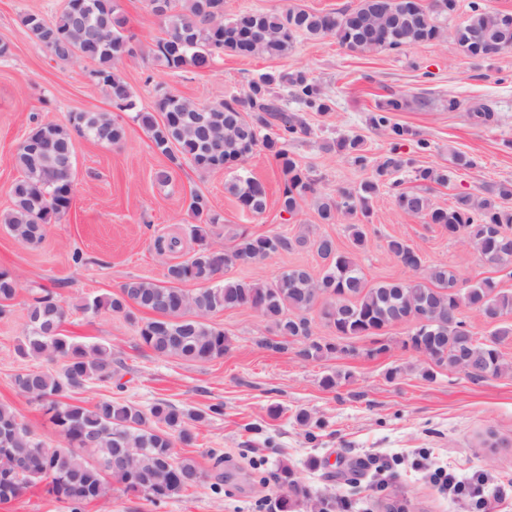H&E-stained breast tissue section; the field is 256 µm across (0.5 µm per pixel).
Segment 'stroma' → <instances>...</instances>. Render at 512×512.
I'll return each instance as SVG.
<instances>
[{
  "label": "stroma",
  "mask_w": 512,
  "mask_h": 512,
  "mask_svg": "<svg viewBox=\"0 0 512 512\" xmlns=\"http://www.w3.org/2000/svg\"><path fill=\"white\" fill-rule=\"evenodd\" d=\"M359 0H224V14L283 12L293 7L311 11L342 10ZM62 0H0V41L11 53L0 57V214L12 206L10 189L18 176L13 156L18 144L40 122L67 123L75 112H109L124 126L116 144L79 140L75 155L76 193L70 210L48 225L41 242L26 244L0 224V271L17 281L14 298L0 316V403L10 405L33 436L47 447L64 439L41 406L18 393L13 377L25 369H51L43 358L18 352L27 329V309L43 292L69 306L63 325L67 336L87 345L112 349L115 374L111 383L92 384L72 392V399L91 406L115 399L149 408L171 402L201 412L223 404V416L196 422L195 446L180 448L194 459L204 480L165 501L113 490L111 497L84 505L83 512H273L280 491L271 477L279 462L292 466L300 483L318 497L346 498L356 512H391L401 503L405 512H471L467 499L440 492L418 461L448 467L459 478L483 473L484 512H512V371L474 380L464 372L438 368L426 378L424 357L404 348L410 326L389 327L381 338L387 350L368 356L371 339H353V354H331L318 360L299 356V344L287 350L263 348L273 338L269 322L250 308L217 313L213 323L230 342L224 356L186 361L155 354L142 346L138 328L149 314L132 308L130 315L103 309L85 313V299L109 296L132 279L165 284L169 265L192 255L187 234L195 221L188 209L191 192L209 199L218 218L213 238L222 244L235 233H280L295 238L335 239L343 251H355L368 283L408 280L414 273L386 250L394 236L418 249L424 267L445 265L461 281L493 280L512 291V273L474 250L463 237H451L439 226L398 209L394 191L382 186L370 201L369 231L361 249H354L346 221L321 223L315 208L305 205L295 216L282 213L277 199L283 175L263 150H255L245 173L266 187L269 205L260 215L241 211L227 191L234 173H200L190 165L173 170L169 181L156 177L166 159L154 152L148 131L134 112L114 108L107 89L89 79L85 61L51 59L20 22L21 14L57 15ZM127 28L139 41L137 56L124 59L119 74L129 84L138 108L149 110L161 93L172 92L198 104H214L240 96L249 82L264 73L305 71L317 78L332 101L331 111L308 112L310 129L290 146L302 167L310 169L324 193L359 188L372 175L337 152L322 150L324 141L362 136L371 160L390 150L389 140L370 119L391 94L404 95L408 106L392 113L393 122L411 127L428 139L431 150L418 152L414 141L401 152L415 165L448 168L453 153L472 158V168L454 173L444 186L419 182L410 171L398 173L400 189L425 195L436 207H448L456 195L482 193L484 188L512 182V52L480 62L468 57L451 37L398 50L352 52L331 36L298 37L292 50L278 57L242 58L230 53L204 71H172L152 62L150 48L163 31L148 0H118ZM459 106L449 110V98ZM489 106L494 119L483 122L476 108ZM176 237L174 252H158L156 238ZM84 264H74L72 252ZM301 266L320 274L323 261L312 246H293L259 264L238 265L231 277L271 281ZM340 374L335 389L321 380ZM280 407L279 417L269 415ZM310 423L297 420L298 412ZM223 466H216V457ZM221 483L214 492L213 483Z\"/></svg>",
  "instance_id": "stroma-1"
}]
</instances>
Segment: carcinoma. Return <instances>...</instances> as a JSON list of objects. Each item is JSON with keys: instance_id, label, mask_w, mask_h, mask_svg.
I'll return each instance as SVG.
<instances>
[{"instance_id": "carcinoma-1", "label": "carcinoma", "mask_w": 512, "mask_h": 512, "mask_svg": "<svg viewBox=\"0 0 512 512\" xmlns=\"http://www.w3.org/2000/svg\"><path fill=\"white\" fill-rule=\"evenodd\" d=\"M105 0H63L60 13L47 19L38 13H25L20 23L32 38L50 49L53 59L69 62L75 54L91 61L96 83L105 86L113 105L136 110L133 93L118 75L116 65L133 53V36L126 33V18L119 7L104 5ZM170 12L162 17L163 36L152 49L166 68L177 71L187 66L202 71L225 52L240 57L280 56L294 46L301 34L324 37L336 30L338 41L356 52L400 49L440 39L446 34L474 59L498 55V45L512 43V12L490 11L481 0H470L469 16L449 31L441 21L455 11L456 0H434L426 9L417 0H359L357 7L342 11H308L292 8L285 13H240L232 18L209 17L204 0H172ZM290 88L302 112H327L331 100L319 83L308 74L297 72L278 78L262 74L251 81L241 97H232L203 107L176 94L164 93L154 110H137L136 118L147 129L153 149L179 168L184 164L210 173L238 169L257 147L262 148L281 170L284 181L279 204L290 215L310 200L316 202L322 223L334 224L340 217L366 218L369 202L392 175L409 167L412 161L397 148L373 165L372 179L358 189L342 188L336 195L323 194L309 170L303 168L289 150L301 135L310 134L305 120L287 112L281 97L272 90L274 83ZM203 111H198V108ZM407 107L403 95H392L378 106L372 117L374 127L399 143L414 133L391 122L389 113ZM117 144L124 128L109 112H76L68 124L40 123L22 140L13 156L20 172L11 188L12 208L0 215V223L19 241L40 242L46 225L39 223L44 204L60 218L69 210L74 190V135ZM350 157L361 167L369 163L364 141L340 137L325 145ZM414 179L445 185L452 171L432 167L412 170ZM228 192L248 213H263L267 193L263 184L250 176L238 175L227 185ZM512 183H500L486 190V196L461 194L447 208L433 206L418 193L395 192V202L404 212L420 216L428 224L448 230V236L461 235L482 255L507 268L512 266ZM189 211L206 224H192L189 234L197 245L185 261L167 269V284L143 280L124 283L119 292L87 299L85 312L107 308L128 314L131 304L156 314L139 327L140 343L151 351L191 361H209L224 356L229 340L210 317L224 310L252 306L271 324L279 340L266 339L263 345L281 351L288 343L302 345L305 359H321L335 353L350 354L349 340L366 337L378 346L367 350L375 356L387 350L379 337L389 326L417 318L404 345L425 347L426 363L463 371L483 379L511 370L501 345L512 339V292L497 288L484 279L457 293V274L446 265L428 269L421 279L368 285L354 253L341 251L329 236L313 241L305 235L295 240L272 233L254 237L242 231L232 244L211 252L210 240L217 218L210 214L208 198L191 194ZM315 247L324 261L316 276L295 267L271 282H245L232 277L217 280L238 264L260 263L289 249L292 244ZM387 251L398 261L417 271L423 258L408 256L411 245L390 237ZM199 285L188 293L177 284ZM15 278L0 271V301L16 294ZM464 306L480 311L496 327L484 338L475 336L458 317L448 320V310ZM319 307L320 318L334 330L337 341L314 337L309 313ZM69 309L51 294L35 298L28 309L29 329L20 345L25 357H44L60 365L52 373L26 369L14 376L19 393L43 405L51 422L65 439L66 447L48 448L35 439L13 408L0 404V503L17 498L24 489L46 483V492L81 512L84 503L112 495L113 484L127 493L141 494L157 502L169 499L196 485L201 472L194 460L178 455L176 445L192 446L197 440L193 423L206 417L221 416L224 406H209L208 413L192 412L167 401L148 410L111 399L90 407L68 401V392L91 382L112 381V350L98 343L86 346L61 333ZM275 481L281 491L277 512H296L302 503H311L310 512H332L336 502L314 499L296 479L286 463L278 465Z\"/></svg>"}]
</instances>
